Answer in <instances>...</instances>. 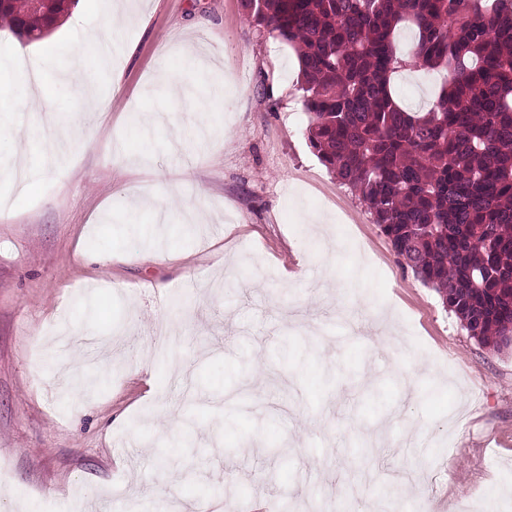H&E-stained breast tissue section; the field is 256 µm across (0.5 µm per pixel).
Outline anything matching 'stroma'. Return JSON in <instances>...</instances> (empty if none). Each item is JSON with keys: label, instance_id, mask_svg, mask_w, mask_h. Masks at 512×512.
<instances>
[{"label": "stroma", "instance_id": "stroma-1", "mask_svg": "<svg viewBox=\"0 0 512 512\" xmlns=\"http://www.w3.org/2000/svg\"><path fill=\"white\" fill-rule=\"evenodd\" d=\"M111 24L109 0H78L40 41L2 27L0 75L62 73ZM114 44L81 59L104 111L58 84L52 111L83 121L52 164L40 108L0 92L33 156L15 179L0 137V512H512V348L471 339L311 152L293 48L241 0H132ZM167 69L223 92L207 140L178 142L193 109ZM394 85L420 110L437 90L414 69ZM152 237L178 259L142 261ZM76 357L98 389L60 387Z\"/></svg>", "mask_w": 512, "mask_h": 512}]
</instances>
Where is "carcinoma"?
I'll return each instance as SVG.
<instances>
[{"mask_svg":"<svg viewBox=\"0 0 512 512\" xmlns=\"http://www.w3.org/2000/svg\"><path fill=\"white\" fill-rule=\"evenodd\" d=\"M298 56L309 147L364 203L396 255L438 292L468 336H512V0H243ZM71 0H3L29 44ZM402 28L416 31L407 54ZM442 74L410 112L392 79Z\"/></svg>","mask_w":512,"mask_h":512,"instance_id":"obj_1","label":"carcinoma"}]
</instances>
